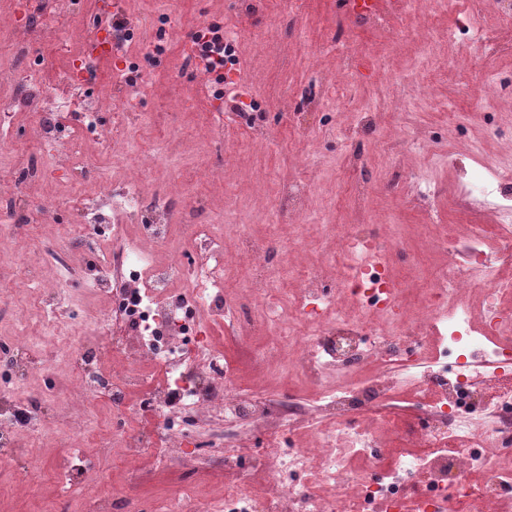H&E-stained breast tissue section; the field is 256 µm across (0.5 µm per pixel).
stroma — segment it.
<instances>
[{"instance_id":"1","label":"stroma","mask_w":512,"mask_h":512,"mask_svg":"<svg viewBox=\"0 0 512 512\" xmlns=\"http://www.w3.org/2000/svg\"><path fill=\"white\" fill-rule=\"evenodd\" d=\"M73 15L48 19L33 36L27 55L11 67L25 78L38 67L47 92H55L80 54L106 37L111 0H80ZM436 10L428 28L418 14L424 0H410L406 16L386 17L383 26L350 25L340 0H124L122 15L133 37L121 55L101 60L94 87L100 112H123L122 128L145 158L141 187L200 198L201 221H220L231 214L258 238H279L288 255L300 256L308 268L327 267L354 219L353 200L346 183L371 186L362 205L373 232L392 255L397 276L418 262L431 276L437 262L429 248L425 213L411 200L392 191V176L422 179L435 187V205L450 224L469 223L451 202L461 176L476 169L478 160L512 165V55L487 54L479 47V32L502 26L496 11L469 17L457 0ZM217 25L234 33L241 62L240 85L251 103L249 119L231 112L215 98L205 75L186 68L191 36L201 26ZM356 48L343 55L344 43ZM431 82L433 95L425 101L413 86ZM324 85L346 95L343 105L327 102L307 111L306 94ZM378 115L374 132H358L362 113ZM305 114L308 129L296 126ZM263 125L267 145H252L249 132ZM404 143L398 157L383 155L382 145ZM360 153L364 164L352 166ZM127 164L121 158L86 146L71 174L25 189L31 204L50 198L58 205L56 219L27 224L18 236L0 237V268L9 272L0 281V333L15 326V309L28 307V293L18 288L15 262L22 244L50 240L58 225L73 222L67 201L74 183L96 192L97 174L122 180ZM306 177L312 184L308 199L316 236H307L295 221L276 212L281 179ZM401 226L406 242L393 247L388 225ZM213 334L241 384L256 376L255 356L277 353L283 339L256 326L248 342L237 340L224 326ZM27 333L37 355L49 358L50 375L34 372L32 388L48 386L67 376L63 356L44 336L38 320H29ZM20 455L0 467V512H50L61 502L87 497H124L129 486L155 503L157 512H170L185 486H194L201 499L224 497V461L211 465L181 464L147 451L133 462L103 456L97 441L82 448H43L32 444L31 432L19 430ZM69 456L80 458L91 475L75 484L57 480L54 468Z\"/></svg>"}]
</instances>
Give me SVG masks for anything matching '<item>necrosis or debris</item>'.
Returning a JSON list of instances; mask_svg holds the SVG:
<instances>
[{"label":"necrosis or debris","instance_id":"obj_1","mask_svg":"<svg viewBox=\"0 0 512 512\" xmlns=\"http://www.w3.org/2000/svg\"><path fill=\"white\" fill-rule=\"evenodd\" d=\"M94 57L84 53V76L51 95L35 74L24 95H13V71L0 62V132H10L12 114L23 106L50 116L36 127L37 156L18 165L15 188L0 191V236L16 232L18 184L69 171L77 138L127 154L83 90L95 80ZM456 201L473 217L468 247L456 252L452 229L444 227L436 244L447 250V266L402 326L394 318L403 286L362 226L349 232L335 280L308 272L300 298L286 306L271 287L277 243L236 231L238 254L256 269L248 295L268 302L264 324L288 345L280 372L302 374L314 387L310 400L284 403L274 416L235 383L222 350L194 319L203 308L213 323L239 332L254 327L248 295L225 291L223 240L194 221L190 200L144 194L136 176L101 179L97 196L75 200L83 213L75 236L38 243L26 278L35 280L47 265L59 273L57 293L75 278L86 283L87 296L111 292L100 347L115 350L123 363L109 375L97 369L100 347L78 346L81 322H63L48 307L39 315L77 376L67 395L113 401L138 390L135 414L160 418V427L136 429L126 415L113 416L107 455L151 447L206 461L210 435H220L233 476L219 512H512V277L496 272L512 266V171L478 170ZM177 212L187 220L189 243L167 263H155L141 242L165 243ZM129 223L139 225L141 241L127 237ZM467 288L480 289L481 310L459 302ZM160 365L167 380L145 387ZM31 369L24 335L1 337V463L19 451L21 415L38 421L47 397L45 390L29 391ZM259 428L266 443L256 465L244 450Z\"/></svg>","mask_w":512,"mask_h":512}]
</instances>
